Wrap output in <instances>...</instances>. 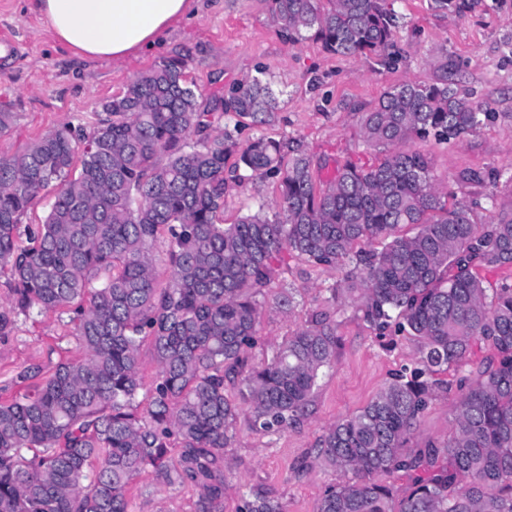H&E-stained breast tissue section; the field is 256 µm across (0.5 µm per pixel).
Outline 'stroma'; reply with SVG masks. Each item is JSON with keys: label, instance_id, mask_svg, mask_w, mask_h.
<instances>
[{"label": "stroma", "instance_id": "obj_1", "mask_svg": "<svg viewBox=\"0 0 512 512\" xmlns=\"http://www.w3.org/2000/svg\"><path fill=\"white\" fill-rule=\"evenodd\" d=\"M386 3L399 25L382 56H339L310 39L289 40L272 20L268 0H195L194 15L172 25L153 50L112 61L80 58L55 42L30 0H0V111L12 115L0 133V156L23 152L62 127L93 132L112 95L180 53L189 56V78L202 109L211 112L218 111L217 99L231 84L262 76L275 93L278 120L261 132L283 141L287 154L310 157L316 177L326 181L337 164L366 169L383 160V153L365 143L363 115L388 89L431 82L446 72L462 97L489 112V120L463 140L415 138L407 148L430 159L445 191L468 206L475 224L512 217V0H474L460 15L434 9L432 0ZM474 171L487 174V181H467ZM275 195L269 179L230 188L225 222L261 206L274 213ZM348 271L341 262L312 266L293 256L278 268L272 293L297 289V305L291 313L263 318L251 363L269 359L321 312L336 324V358L321 375L300 424L261 435L238 423L236 441L225 455L224 512H244L253 490L269 492L285 512H317L326 486L347 479L316 457L324 430L357 412L418 360L416 337L393 328L376 330L357 303L332 297ZM76 324L71 310L18 316L13 333L0 336V401L24 393L28 383L82 354ZM494 355L482 343L460 368L436 373L406 453L448 440L461 398L457 378ZM198 495V488L162 484L148 470L132 485L129 512H195Z\"/></svg>", "mask_w": 512, "mask_h": 512}]
</instances>
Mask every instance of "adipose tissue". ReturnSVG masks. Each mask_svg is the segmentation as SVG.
I'll list each match as a JSON object with an SVG mask.
<instances>
[{
  "instance_id": "1",
  "label": "adipose tissue",
  "mask_w": 512,
  "mask_h": 512,
  "mask_svg": "<svg viewBox=\"0 0 512 512\" xmlns=\"http://www.w3.org/2000/svg\"><path fill=\"white\" fill-rule=\"evenodd\" d=\"M55 40L86 59L122 60L152 49L190 0H32Z\"/></svg>"
}]
</instances>
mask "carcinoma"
I'll return each mask as SVG.
<instances>
[{
  "mask_svg": "<svg viewBox=\"0 0 512 512\" xmlns=\"http://www.w3.org/2000/svg\"><path fill=\"white\" fill-rule=\"evenodd\" d=\"M471 5L433 0L456 14ZM270 12L292 38L342 56L385 50L396 27L385 0H270ZM188 68L176 54L137 76L104 104L88 137L57 129L0 157V276L12 293L0 305V336L20 314L73 306L84 348L0 402V512H128V492L147 468L166 485L198 487L196 512H224V449L238 421L260 433L296 425L336 357V325L317 314L271 359L249 364L260 297L286 253L312 265L349 261L344 292L364 319L422 341L420 366L322 434L317 458L354 479L327 487L318 512H512V283L487 288L477 273L512 267V219L478 230L467 206L442 200L429 160L402 150L413 138L462 139L489 113L445 74L392 87L363 118L366 144L384 159L368 170L344 163L319 188L305 154L286 160L263 134L238 142L242 120L275 121L266 81L232 85L216 114L201 110ZM227 170L238 184L275 180L274 216L260 209L224 223ZM52 184L55 201L25 244L22 217ZM405 225L418 231L396 234ZM163 234L161 284L151 252ZM361 241L380 245L354 250ZM295 296L283 289L270 309L292 310ZM146 339L158 374L140 414ZM478 342L498 359L476 368L452 437L404 454L432 391L428 377L460 366ZM399 470L416 476L395 504L367 477ZM247 508L282 512L262 491Z\"/></svg>",
  "mask_w": 512,
  "mask_h": 512,
  "instance_id": "cac0c4a2",
  "label": "carcinoma"
}]
</instances>
